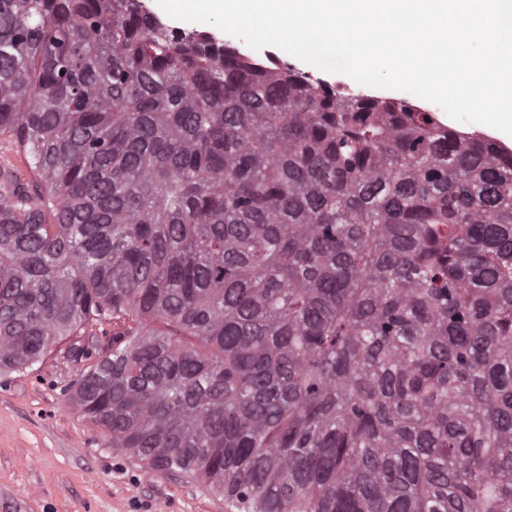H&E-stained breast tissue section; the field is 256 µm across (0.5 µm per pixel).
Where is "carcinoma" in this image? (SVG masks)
<instances>
[{
  "mask_svg": "<svg viewBox=\"0 0 512 512\" xmlns=\"http://www.w3.org/2000/svg\"><path fill=\"white\" fill-rule=\"evenodd\" d=\"M0 370L238 512H512V151L170 27L0 0Z\"/></svg>",
  "mask_w": 512,
  "mask_h": 512,
  "instance_id": "cac0c4a2",
  "label": "carcinoma"
}]
</instances>
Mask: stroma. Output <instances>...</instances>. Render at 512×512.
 <instances>
[{
  "label": "stroma",
  "mask_w": 512,
  "mask_h": 512,
  "mask_svg": "<svg viewBox=\"0 0 512 512\" xmlns=\"http://www.w3.org/2000/svg\"><path fill=\"white\" fill-rule=\"evenodd\" d=\"M79 370L55 347L33 369L0 372V512H231L111 448L64 394Z\"/></svg>",
  "instance_id": "1"
}]
</instances>
